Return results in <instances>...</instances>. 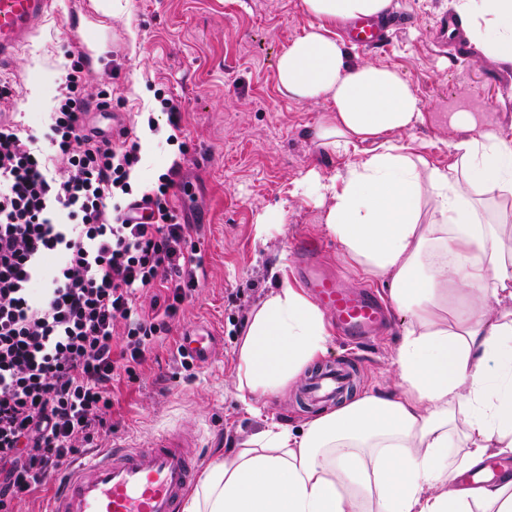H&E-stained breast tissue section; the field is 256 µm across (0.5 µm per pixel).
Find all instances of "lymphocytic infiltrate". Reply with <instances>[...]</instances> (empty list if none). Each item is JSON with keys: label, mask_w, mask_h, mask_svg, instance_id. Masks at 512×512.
<instances>
[{"label": "lymphocytic infiltrate", "mask_w": 512, "mask_h": 512, "mask_svg": "<svg viewBox=\"0 0 512 512\" xmlns=\"http://www.w3.org/2000/svg\"><path fill=\"white\" fill-rule=\"evenodd\" d=\"M66 55L45 132L0 116V512L115 432V383L136 380L204 266L173 202L180 161L134 191L156 124L90 129L112 89L89 94L81 51Z\"/></svg>", "instance_id": "f902f5d3"}]
</instances>
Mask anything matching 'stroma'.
<instances>
[{"label": "stroma", "instance_id": "obj_1", "mask_svg": "<svg viewBox=\"0 0 512 512\" xmlns=\"http://www.w3.org/2000/svg\"><path fill=\"white\" fill-rule=\"evenodd\" d=\"M450 10V0H393L391 12L402 24L386 47L345 48L351 62L396 68L413 83L424 109L410 136L441 166L451 160L447 141L456 112L473 114L479 129L512 137V66L474 47L462 60L437 47L433 21ZM310 23L302 0H56L36 37L0 72L17 86L12 99L0 101V113L39 129L49 121L69 63L65 48H101L120 64L116 71L101 65L92 73L94 84L113 85V111L138 126L152 120L160 128L142 140L137 187L148 189L177 157L192 186L179 203L189 222L201 227L194 242L204 271L167 341L140 367L138 382L118 383L112 416L117 430L105 445L147 446L162 432L183 430L199 437L204 469L269 421L295 426L310 415L295 391L264 395L262 414L252 415L234 389L237 344L250 311L271 289L299 280L296 240L322 244L325 274L381 290L345 262L322 224L318 199L301 188L309 173L327 178L349 162L314 137L323 105L291 101L277 90V58ZM162 94L181 104L177 145L166 142ZM275 206L285 211L283 223L259 228V216ZM200 326L214 329L217 351L188 379L179 368L178 338ZM405 326L393 314L391 330L363 345L332 333L326 358L356 364L357 390H393V360Z\"/></svg>", "mask_w": 512, "mask_h": 512}]
</instances>
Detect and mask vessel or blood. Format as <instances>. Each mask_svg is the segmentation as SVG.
I'll return each instance as SVG.
<instances>
[{
	"label": "vessel or blood",
	"instance_id": "vessel-or-blood-1",
	"mask_svg": "<svg viewBox=\"0 0 512 512\" xmlns=\"http://www.w3.org/2000/svg\"><path fill=\"white\" fill-rule=\"evenodd\" d=\"M54 0H0V69L10 66L52 11ZM398 19L358 20L346 32L358 48H380ZM299 273L346 335L363 339L384 322L385 311L370 292L352 293L336 278L322 275L314 263L316 244L299 240ZM182 356L207 364L215 355L210 329H195L178 340ZM353 382L349 364L329 362L303 387L304 398L321 403L345 394ZM197 437L165 432L149 447L119 445L107 448L58 476V490L50 512H179L184 492L193 477L198 455Z\"/></svg>",
	"mask_w": 512,
	"mask_h": 512
}]
</instances>
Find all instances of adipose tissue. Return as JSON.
<instances>
[{"instance_id":"adipose-tissue-1","label":"adipose tissue","mask_w":512,"mask_h":512,"mask_svg":"<svg viewBox=\"0 0 512 512\" xmlns=\"http://www.w3.org/2000/svg\"><path fill=\"white\" fill-rule=\"evenodd\" d=\"M392 0H303L312 23L280 53L282 96L324 103L317 140L350 157L305 182L347 263L408 319L398 393L363 392L298 426L269 424L214 460L184 512H512V143L451 124L440 167L403 135L423 102L396 69L352 63L334 29ZM486 56L512 63V0H452ZM325 311L284 284L251 311L237 351L238 400L285 391L322 362Z\"/></svg>"}]
</instances>
